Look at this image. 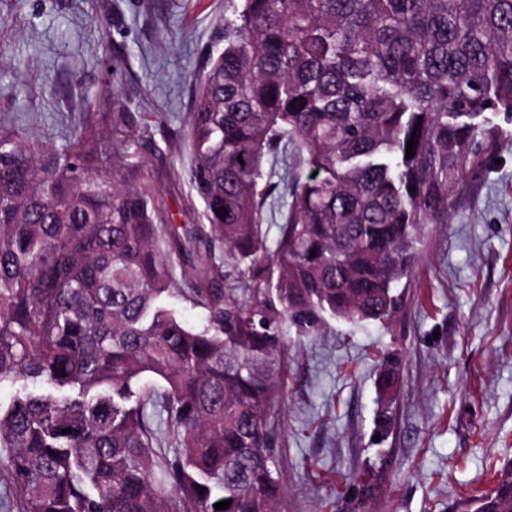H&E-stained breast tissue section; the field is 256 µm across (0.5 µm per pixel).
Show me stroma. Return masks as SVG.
Returning a JSON list of instances; mask_svg holds the SVG:
<instances>
[{"label":"stroma","instance_id":"obj_1","mask_svg":"<svg viewBox=\"0 0 512 512\" xmlns=\"http://www.w3.org/2000/svg\"><path fill=\"white\" fill-rule=\"evenodd\" d=\"M224 0H0V125L62 146L106 90L152 130L186 122L224 47ZM447 223L428 225L394 317L327 320L285 357L287 512H455L512 460V121ZM148 156L171 223L203 209L178 143Z\"/></svg>","mask_w":512,"mask_h":512}]
</instances>
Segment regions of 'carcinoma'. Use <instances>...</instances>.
<instances>
[{"label":"carcinoma","instance_id":"obj_1","mask_svg":"<svg viewBox=\"0 0 512 512\" xmlns=\"http://www.w3.org/2000/svg\"><path fill=\"white\" fill-rule=\"evenodd\" d=\"M223 39L177 135L203 224L168 223L138 112L59 149L0 127V382H40L0 404V512H281L282 321L389 320L495 152L484 114L512 117V0H224ZM290 153L311 174L271 249L265 164ZM464 512H512V461Z\"/></svg>","mask_w":512,"mask_h":512}]
</instances>
